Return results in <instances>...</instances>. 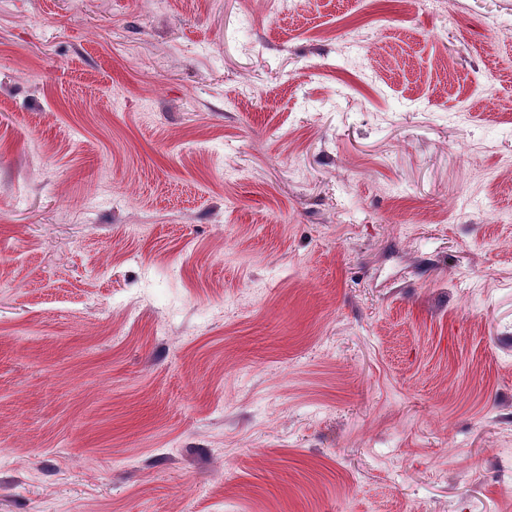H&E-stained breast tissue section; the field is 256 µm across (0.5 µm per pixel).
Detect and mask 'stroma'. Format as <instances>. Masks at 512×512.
Instances as JSON below:
<instances>
[{
	"label": "stroma",
	"instance_id": "obj_1",
	"mask_svg": "<svg viewBox=\"0 0 512 512\" xmlns=\"http://www.w3.org/2000/svg\"><path fill=\"white\" fill-rule=\"evenodd\" d=\"M0 512H512V0H0Z\"/></svg>",
	"mask_w": 512,
	"mask_h": 512
}]
</instances>
